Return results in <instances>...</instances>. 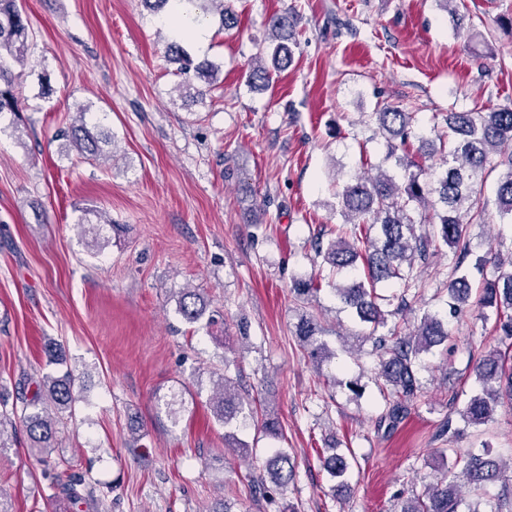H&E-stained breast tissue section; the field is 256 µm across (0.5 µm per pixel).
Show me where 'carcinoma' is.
<instances>
[{
	"mask_svg": "<svg viewBox=\"0 0 512 512\" xmlns=\"http://www.w3.org/2000/svg\"><path fill=\"white\" fill-rule=\"evenodd\" d=\"M272 36L270 58L272 68L256 57V64L248 75V83H266L271 70H280L291 59L289 40L295 20L288 12L275 14L267 20ZM30 26L18 0H0V113L19 111V101L12 91L14 69L27 65L30 57ZM165 57L180 64L179 73L193 72L200 77H212L215 67L210 62L194 63L177 40L166 43ZM86 113L79 115L78 124L63 133L82 154L99 158L102 145L109 135L92 134L85 122ZM385 139L387 155L396 157L403 170L402 179L380 172L373 177H357L347 182L337 194L344 224L336 238L316 239V254L323 257L329 270L327 277L335 281L344 271L362 261L366 281L350 285H336L335 292L345 308L361 322L378 328L387 324L386 315H395L409 309L406 291L415 286L414 268L427 263L441 247L449 248L452 278L448 281L449 315L457 316L467 303L471 284L465 267L471 255L469 226L486 223V208L481 203L482 187L486 179L497 173L494 204L498 217L512 223V150L503 148L512 144V106L494 108L488 112L479 109L450 112L446 129L437 135L442 163L433 169V178L420 180V174L411 171L415 162L407 150L410 140L417 137L415 113L397 107H385L372 113ZM487 262L497 270V277L482 288L481 306L496 310L495 330L512 339V254L503 258L498 251L487 253ZM396 280L405 293L398 296L396 308L387 313L381 302L389 297L377 292L381 283ZM321 288V276L297 278L292 282L295 298L310 303ZM206 305L201 295L184 290L178 299V312L188 323L197 322ZM448 321L438 313H425L412 332L405 333L393 327L387 336L373 337V347L379 357L380 391L387 393L389 406L384 419L393 428L402 421L408 407L420 395L417 377L420 356L448 340ZM321 325L316 316L305 312L295 329L300 346L315 361L328 357L329 351L320 340ZM480 385L478 393L470 396L458 414L470 426L484 425L506 399L512 403V364L498 348L482 353L473 369ZM230 377H219V387L213 397V412L217 421L230 425L245 411H253L251 404L232 392ZM74 400L71 376L46 375L34 383L30 392H17L15 400L0 396V448L5 447L8 430L21 425L25 429L33 457L46 467L45 473L52 485L62 491L68 505L76 510L89 504L93 492L87 488L84 476L60 469L52 460L57 427ZM329 476L346 484L352 463L344 453H332L324 459ZM452 478L443 475L427 486L423 494L406 500L401 512H461L463 490L476 496L467 504L466 512H484L480 509L483 495L489 485L501 484L494 507L490 512H512V479L505 477L509 466L491 455L490 449L467 451L456 455ZM266 471L276 487L285 489L295 477V462L279 448L267 460Z\"/></svg>",
	"mask_w": 512,
	"mask_h": 512,
	"instance_id": "obj_1",
	"label": "carcinoma"
}]
</instances>
